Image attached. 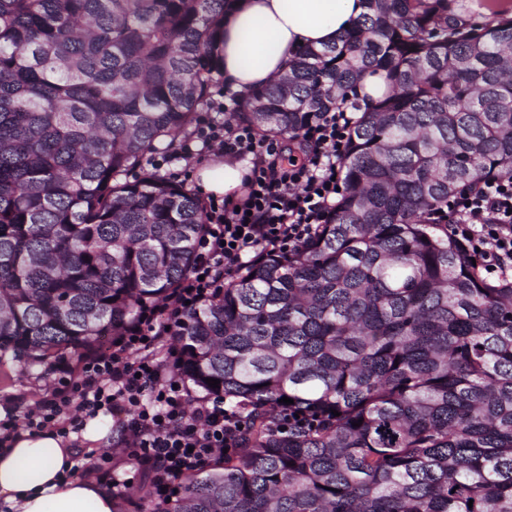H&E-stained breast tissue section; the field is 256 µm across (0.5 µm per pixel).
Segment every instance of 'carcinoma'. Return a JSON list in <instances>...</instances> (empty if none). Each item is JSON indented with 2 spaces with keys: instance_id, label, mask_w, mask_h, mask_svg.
<instances>
[{
  "instance_id": "obj_1",
  "label": "carcinoma",
  "mask_w": 512,
  "mask_h": 512,
  "mask_svg": "<svg viewBox=\"0 0 512 512\" xmlns=\"http://www.w3.org/2000/svg\"><path fill=\"white\" fill-rule=\"evenodd\" d=\"M225 3L0 0V354L98 348L189 270L204 203L137 170L217 87ZM365 3L242 103L281 137L354 103L368 74L386 85L332 222L180 329L175 373L245 429L164 512H512V287L433 221L477 179L512 176V17ZM287 410L305 423L281 429Z\"/></svg>"
}]
</instances>
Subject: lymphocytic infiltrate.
I'll use <instances>...</instances> for the list:
<instances>
[{
	"label": "lymphocytic infiltrate",
	"mask_w": 512,
	"mask_h": 512,
	"mask_svg": "<svg viewBox=\"0 0 512 512\" xmlns=\"http://www.w3.org/2000/svg\"><path fill=\"white\" fill-rule=\"evenodd\" d=\"M355 123L354 112L344 107L324 113L294 133L302 153L292 157L279 141L259 138L251 125L209 120L179 151L151 155L147 164L158 171L193 145L218 150L248 163L245 193L210 199L206 231L188 272L161 302L144 307L119 341L82 357L75 368L68 359L57 361L52 397L27 411V428L64 437L99 413L116 418L127 458L159 506L174 498L183 478L238 446L244 421L234 406L220 396L188 403L187 384L170 369L174 338L186 313L210 300L225 280L266 256L298 251L330 222ZM438 220L486 280L512 282L511 176L480 179L449 199Z\"/></svg>",
	"instance_id": "lymphocytic-infiltrate-1"
}]
</instances>
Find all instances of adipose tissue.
<instances>
[{
    "label": "adipose tissue",
    "instance_id": "ef3b65f1",
    "mask_svg": "<svg viewBox=\"0 0 512 512\" xmlns=\"http://www.w3.org/2000/svg\"><path fill=\"white\" fill-rule=\"evenodd\" d=\"M363 0H228L224 10V84L241 98L283 73L301 47L336 42L354 26ZM201 194H233L241 164L198 167ZM76 451L49 432L26 430L0 446V512H112L102 483L74 475Z\"/></svg>",
    "mask_w": 512,
    "mask_h": 512
}]
</instances>
